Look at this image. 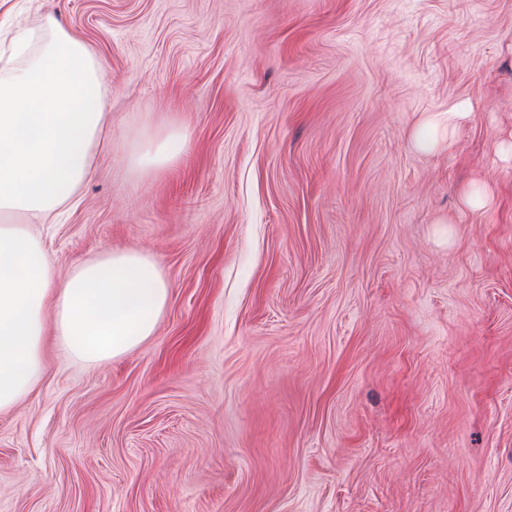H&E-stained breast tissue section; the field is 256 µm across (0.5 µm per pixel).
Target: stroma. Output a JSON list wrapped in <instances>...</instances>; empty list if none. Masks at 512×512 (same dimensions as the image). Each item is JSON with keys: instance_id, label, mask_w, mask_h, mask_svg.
Instances as JSON below:
<instances>
[{"instance_id": "obj_1", "label": "stroma", "mask_w": 512, "mask_h": 512, "mask_svg": "<svg viewBox=\"0 0 512 512\" xmlns=\"http://www.w3.org/2000/svg\"><path fill=\"white\" fill-rule=\"evenodd\" d=\"M49 16L112 123L33 230L57 280L137 250L170 291L121 358L47 348L0 512H512V0H0V53ZM471 116V112H467L464 106H455L448 110L447 118L441 119L440 116L430 117L426 126L436 130L439 127L448 128V137L459 131ZM187 134L172 129L163 138L144 136L138 151L131 158V165L139 171H155L174 163L184 150Z\"/></svg>"}]
</instances>
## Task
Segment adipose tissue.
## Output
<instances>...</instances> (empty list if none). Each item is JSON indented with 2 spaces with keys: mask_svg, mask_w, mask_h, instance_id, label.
Segmentation results:
<instances>
[{
  "mask_svg": "<svg viewBox=\"0 0 512 512\" xmlns=\"http://www.w3.org/2000/svg\"><path fill=\"white\" fill-rule=\"evenodd\" d=\"M22 63L0 69V412L33 392L46 343L99 365L153 336L169 285L156 261L103 250L57 282L32 227L70 204L94 170L110 104L103 65L90 46L46 18L37 49L19 36ZM187 135L143 137L131 165L174 163Z\"/></svg>",
  "mask_w": 512,
  "mask_h": 512,
  "instance_id": "ef3b65f1",
  "label": "adipose tissue"
}]
</instances>
